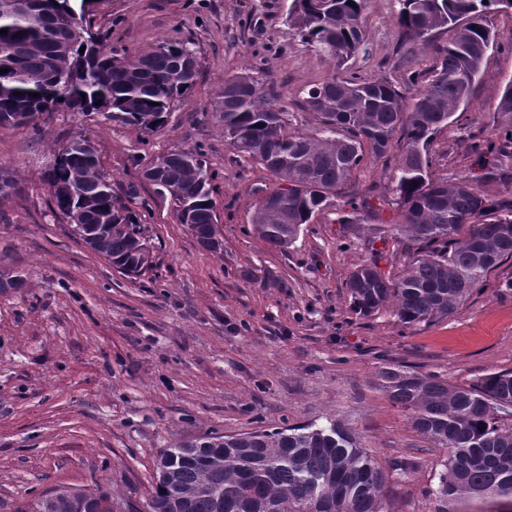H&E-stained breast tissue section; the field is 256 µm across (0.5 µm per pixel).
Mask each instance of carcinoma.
Listing matches in <instances>:
<instances>
[{
    "label": "carcinoma",
    "instance_id": "1",
    "mask_svg": "<svg viewBox=\"0 0 512 512\" xmlns=\"http://www.w3.org/2000/svg\"><path fill=\"white\" fill-rule=\"evenodd\" d=\"M103 0H0V128L23 112L59 110L102 114L144 132L167 120L175 102L195 84L192 42L162 41L137 52L107 45L95 28ZM293 0L289 18L301 42L331 60L338 73L310 87L306 110L313 133L287 131V113L271 103L274 89L247 74L224 78L215 111L224 141L238 157L256 161L280 182L254 215L259 236L285 249L318 211L335 206L340 190L367 159L400 153L393 176L400 222L383 224L364 198L345 202L340 220L375 238L391 233L406 249L418 246L402 274L391 278L362 264L346 288L359 313L391 305L405 325L445 318L487 275L512 258V204L489 213L480 176L453 184L432 178L429 147L468 103L483 62L494 47L487 25L493 10L512 0H395L399 60L431 48L439 65L410 96L384 78L343 74L363 42L367 0ZM441 30L451 33L439 42ZM21 95L16 96L14 92ZM39 96L34 97L32 93ZM101 104H96L97 100ZM512 141V81L496 106ZM192 167L168 173L169 197L179 223L195 237L217 224L206 162L191 150ZM45 182L57 188L54 211L74 224H110L112 232L91 249L125 275L147 268L144 229L112 182L100 172L97 152L60 150ZM468 226L459 236L462 226ZM382 390L409 412L412 426L448 449L436 488L427 491L433 512H448L461 495H512V369L491 372L476 384L451 387L439 375L400 366L379 372ZM386 476L339 421L323 427L255 430L188 441L159 454L146 512H384ZM112 495L62 486L17 507V512H121Z\"/></svg>",
    "mask_w": 512,
    "mask_h": 512
}]
</instances>
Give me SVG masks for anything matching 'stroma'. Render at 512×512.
<instances>
[{
	"label": "stroma",
	"instance_id": "obj_1",
	"mask_svg": "<svg viewBox=\"0 0 512 512\" xmlns=\"http://www.w3.org/2000/svg\"><path fill=\"white\" fill-rule=\"evenodd\" d=\"M292 0H104L96 25L129 51L161 41H192L199 72L189 96L163 127H137L62 110L39 129H0V172L19 192L0 199V273L22 287L0 291V512L58 487L112 492L142 512L162 449L201 437L337 420L388 477L385 512H430L447 451L417 433L407 413L380 389L387 366L435 372L454 387L512 369V259L488 274L447 318L406 326L392 309L364 316L346 282L375 262L391 277L406 256L394 237L367 243L340 223L338 208L315 213L280 250L263 241L253 216L280 182L237 157L224 141L213 103L224 79L249 73L277 90L288 131L314 132L301 102L332 64L303 44L288 23ZM394 0H368L365 37L352 61L363 78L426 83L437 65L416 52L392 69ZM488 26L498 46L482 65L467 106L430 146L435 178L455 181L478 167V148L498 143L505 121L495 106L512 80V13ZM94 143L100 171L132 190L153 265L128 277L76 238L55 214L44 171L74 135ZM177 148L197 149L211 176L224 239L202 249L179 224L170 199L156 194L143 168ZM399 158L390 149L353 173L350 192L383 220ZM401 459L410 472L394 471Z\"/></svg>",
	"mask_w": 512,
	"mask_h": 512
}]
</instances>
